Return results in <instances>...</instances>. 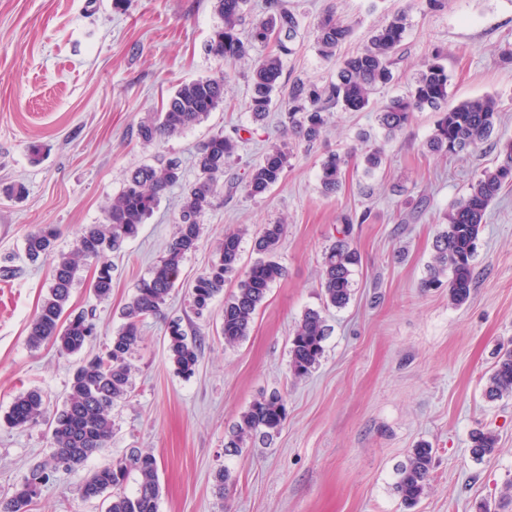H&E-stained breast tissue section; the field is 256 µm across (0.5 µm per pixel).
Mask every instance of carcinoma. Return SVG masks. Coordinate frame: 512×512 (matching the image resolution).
<instances>
[{
  "mask_svg": "<svg viewBox=\"0 0 512 512\" xmlns=\"http://www.w3.org/2000/svg\"><path fill=\"white\" fill-rule=\"evenodd\" d=\"M246 5L247 0H215L221 24L213 30L204 50L215 60L231 63L274 44V49L260 55L253 66L247 109L253 121L259 122L271 112L276 96L282 95L288 104L283 120L287 140L270 146L249 166L245 189L248 195L256 197L282 181L293 148L310 146L322 136L331 108L339 106L360 112L370 106L371 95L377 88L392 81L394 57L405 39L409 19L404 12L392 15L360 51L339 57L337 50L351 36L353 28L336 17L334 7H329L319 16L314 33L319 55L325 60H336V81L326 85L298 81L288 86L282 82V76L285 61L295 53L294 43L301 27L298 16L286 7L284 0H264L262 15L253 20L247 38L243 39L240 27ZM232 79L231 72L226 70L179 85L161 111L140 122L137 138L149 146L201 123L224 104L226 87ZM448 85V69L441 63V55L434 54L422 63L408 94L380 107L376 119L384 138L392 139L406 128L413 112L429 109L437 114L427 141L429 152L452 156L483 145L498 148L495 164L483 170L467 196L445 214L446 227L435 238L433 263L421 283L423 288H438L442 285L441 277L450 273L449 300L461 305L469 299L473 287V261L487 209L505 186L512 185V141L501 145L492 140L499 119L496 97L485 95L448 108ZM238 148V140L222 131L208 136L196 149L194 164L198 174L188 184L184 183L182 162L177 157L129 171L120 195L106 208L104 222L85 225L70 253L57 250L60 232L54 226H40L27 235L24 251L28 260L55 257L53 283L32 319L28 343L37 348L51 341L60 352L76 355L97 334L93 312L65 313L79 271L78 259L95 261L92 292L97 300H107L112 292L110 254L120 251L138 235L141 224L164 196L176 187L182 189L177 230L165 256L138 284L122 309L123 323L104 349L81 358L74 366L65 400L49 421L48 451L29 467L10 494L0 497V512H30L33 499L57 473L78 470L108 447L113 434L112 407L131 392L128 356L141 339V326L147 318L162 315L182 261L198 249L202 217L224 188V169L237 155ZM383 160V146L366 151L365 174L379 168ZM347 166L348 156L338 153H331L322 161L319 180L324 195H332L342 187ZM366 219L365 213L345 217L336 241L323 254L322 289L328 306L342 308L350 300L353 267L358 263L357 252L350 243L351 226ZM243 235L241 230L225 232L210 266L188 288L191 310L201 317L224 292L228 278H239L237 291L224 300L221 335L227 345L246 339L257 308L271 286L284 276L276 254L285 225L267 224L262 228L253 238V251L260 258L242 271L239 263ZM167 333L169 360L179 374L192 376L201 354L199 333L188 335L179 320L168 323ZM326 336L328 325L320 311L307 310L290 337L289 368L294 377L308 376L319 364ZM511 395L512 350H508L499 356L487 380L485 396L495 401ZM44 410L43 393L32 389L14 399L4 419L12 427L21 428L36 421ZM286 418L280 392L260 397L240 416L225 443L226 454L236 455L256 439H272ZM497 444V438L488 432L472 435V453L478 459L493 454ZM432 465L433 448L421 444L397 468L394 490L404 504L413 506L420 500ZM133 473L138 475L137 486L128 493L125 484ZM76 491L86 500L103 499L107 502L106 512H159L157 459L149 452L133 449L129 455L88 474Z\"/></svg>",
  "mask_w": 512,
  "mask_h": 512,
  "instance_id": "obj_1",
  "label": "carcinoma"
}]
</instances>
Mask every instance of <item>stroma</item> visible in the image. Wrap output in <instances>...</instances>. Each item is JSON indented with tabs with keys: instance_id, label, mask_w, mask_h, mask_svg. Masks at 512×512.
<instances>
[{
	"instance_id": "stroma-1",
	"label": "stroma",
	"mask_w": 512,
	"mask_h": 512,
	"mask_svg": "<svg viewBox=\"0 0 512 512\" xmlns=\"http://www.w3.org/2000/svg\"><path fill=\"white\" fill-rule=\"evenodd\" d=\"M301 22L287 82L329 83L335 61L324 60L314 24L328 7L353 28L343 49L367 43L375 29L403 11L410 27L394 67L395 78L361 112L332 109L326 134L295 149L281 183L260 198L244 189L249 165L283 138L281 111L254 123L246 108L253 61L230 64L226 102L207 119L153 147L136 137L138 124L160 110L179 84L219 72L222 62L204 52L220 18L214 0H0V188L20 183L14 199L0 192V415L19 394L42 391L49 409L67 393L75 356L50 343L31 348L29 325L52 279L51 261L24 256L28 233L44 224L61 231L70 251L87 224L102 223L127 171L179 156L193 181L196 144L212 132H237L239 158L227 168L221 191L203 217L197 251L181 263L165 318H148L133 351V389L114 406L108 447L79 470L60 474L42 489L32 512H102L76 485L130 449L158 461L159 512H512V396L483 395L499 352L512 349V188L488 209L474 258L475 279L466 303L452 305L447 288L421 291L436 235L450 205L465 197L496 153L482 149L439 157L425 144L434 113H414L405 130L385 140L376 110L405 94L420 63L446 56L448 103L497 97L498 135L512 139V0H447L441 10L426 0H286ZM370 134L385 148L372 175L349 166L337 194L323 195L320 164L332 152L361 147ZM43 148L32 162L29 147ZM179 191L165 196L138 236L113 257L112 294L95 302L89 292L93 262L81 264L68 307L94 309L99 351L121 325L120 310L166 250L176 231ZM369 212L354 225L360 254L353 295L341 309L325 307L324 251L348 214ZM285 222L277 260L286 270L258 309L249 335L228 346L220 333L223 297L196 318L187 287L210 264L225 231ZM321 310L330 332L319 365L305 379L288 368L289 336L305 311ZM199 330L204 346L195 375L178 374L166 348V318ZM279 390L287 420L267 445L226 455L224 444L242 413L261 394ZM498 438L496 452L473 458L472 433ZM48 424H0V494L20 481L48 448ZM434 450L430 483L406 508L394 491L396 470L418 443ZM236 480L217 496L214 474Z\"/></svg>"
}]
</instances>
